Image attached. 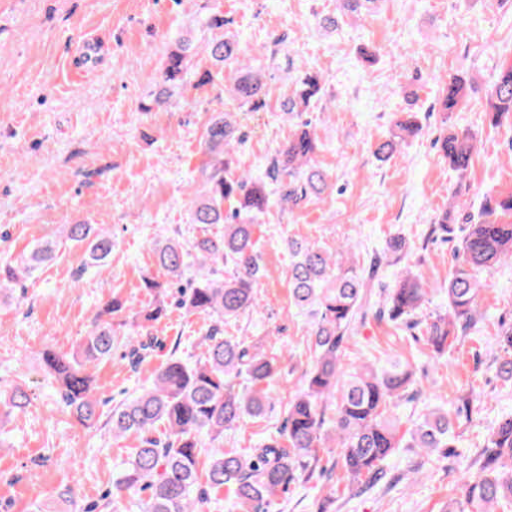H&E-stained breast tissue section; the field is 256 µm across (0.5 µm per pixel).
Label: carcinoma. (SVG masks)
<instances>
[{"label":"carcinoma","mask_w":512,"mask_h":512,"mask_svg":"<svg viewBox=\"0 0 512 512\" xmlns=\"http://www.w3.org/2000/svg\"><path fill=\"white\" fill-rule=\"evenodd\" d=\"M207 55L210 68L198 85H212L230 68L235 77L230 97L239 106L259 111L268 105L270 89L258 67L240 65L241 43L225 34L195 42L189 29L175 40L166 56L162 88L145 112L161 107L178 93L191 57L197 50ZM468 82L450 79L439 99L440 110L454 112L466 94ZM323 77L316 70L300 75L279 109L297 120L288 139L271 155L267 178L253 179L239 172L235 150L242 138L230 110L211 112L203 126L205 160L199 173L202 190L190 199V223L202 235L175 236L155 243L157 275L142 277L141 287L150 296L139 308L118 295L98 307L92 328L74 351L45 349L41 361L56 384L61 402L80 424L99 419L92 369L112 356L118 346L128 349L131 363L139 364L153 350L151 331L169 313L170 290L177 289L178 304L187 313L209 319L201 337L203 353L190 365L171 354L150 384L133 397L112 406L108 424L112 437L137 435L139 445L119 478L117 493H147L141 512H209L221 490L231 497V512H269L273 499L285 492L309 465L316 449L334 443L344 470L346 489H360L383 472L382 464L398 448H419L429 455L455 453V425L470 421L478 399H460L451 408L423 414L408 431L396 412L399 402L420 393L416 368L391 358L382 364L361 363L350 369L342 364L344 344L368 314L399 328L407 325L434 293L446 296L444 309L426 323V344L435 355L448 351V340L457 339L481 320L478 298L484 284L480 272L512 259V222L500 223L497 214L512 215V195L485 206L486 218L467 225L455 253V263L444 284L434 287L410 264L395 274L393 287L381 301H372L371 280L377 262L364 271L352 261L347 243L331 249L317 242L286 237L288 288L296 314L306 323V348L310 364L303 388L288 401L283 428L264 439L251 453L226 451L224 433L245 417H258L270 400L271 385L279 372L278 360L259 342L247 344L227 336L224 326L259 306L258 288L265 269L257 250L255 230L273 203L290 210L310 197H321L330 188L328 175L314 163L317 139L311 122L301 120L311 103L321 98ZM512 117V64L502 65L491 88L487 119L497 127ZM416 121L396 123V132L378 146L387 158L397 144L420 134ZM442 157L458 172L468 169L477 150L468 131L451 130L438 139ZM277 201H272V197ZM232 210L224 213V203ZM84 249V269L101 270L112 258V234L99 224H67L61 239L40 242L13 262L0 263V293L19 284L55 260L65 244ZM409 255L400 235L386 241L379 260L399 264ZM232 273L224 276V269ZM501 355L496 375L512 383V326L498 335ZM333 401V432L323 430L325 403ZM29 395L16 386L0 407L22 411ZM501 503L512 505V413L503 415L490 429L477 472L465 480L444 512H495Z\"/></svg>","instance_id":"1"}]
</instances>
